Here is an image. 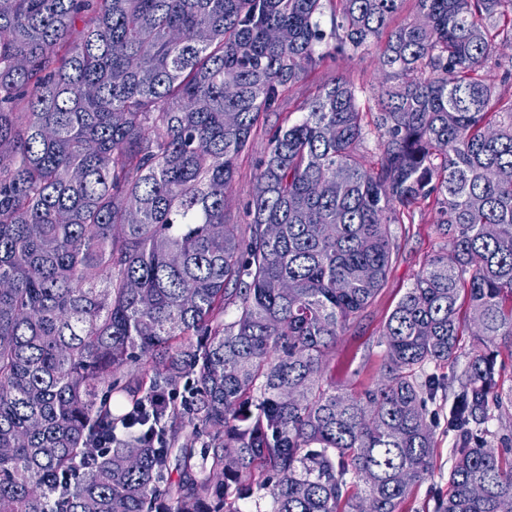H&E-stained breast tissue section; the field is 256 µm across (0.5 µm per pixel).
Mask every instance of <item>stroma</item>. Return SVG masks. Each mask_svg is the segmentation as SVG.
I'll use <instances>...</instances> for the list:
<instances>
[{
    "label": "stroma",
    "instance_id": "obj_1",
    "mask_svg": "<svg viewBox=\"0 0 512 512\" xmlns=\"http://www.w3.org/2000/svg\"><path fill=\"white\" fill-rule=\"evenodd\" d=\"M342 71L354 74L367 82L380 79L373 65V54L362 51L347 57H337L312 71L288 95L284 111L289 121L299 118L294 107L297 101L313 92L315 87L331 75ZM258 151L243 152L237 162V173L226 208V221L230 224H247L245 206L250 198ZM430 211L416 216L414 223L398 224L394 232L401 244L397 259L391 265L386 280L374 302L366 310L362 321L347 330L336 345L327 377L336 387L352 392L362 390L376 378L381 365L382 349L378 345L380 331L403 296L420 273L425 260L439 248V241L431 225ZM453 438L445 427H438L434 454V473L418 486L404 508V512H431L433 498L448 491V469L451 465Z\"/></svg>",
    "mask_w": 512,
    "mask_h": 512
}]
</instances>
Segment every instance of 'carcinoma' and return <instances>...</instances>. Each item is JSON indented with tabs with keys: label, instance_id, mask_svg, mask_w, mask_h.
Returning a JSON list of instances; mask_svg holds the SVG:
<instances>
[{
	"label": "carcinoma",
	"instance_id": "obj_1",
	"mask_svg": "<svg viewBox=\"0 0 512 512\" xmlns=\"http://www.w3.org/2000/svg\"><path fill=\"white\" fill-rule=\"evenodd\" d=\"M333 2L0 0V512H402L440 420L433 512H512V0ZM422 204L377 381L326 384ZM373 55L374 49L371 48L369 51L358 52L349 57L336 56L335 63L327 60L324 67L309 73L308 76L289 93V101L287 100L284 106L285 112H283V117L287 116L290 123L298 120L301 117V113L293 112L296 102L313 92L315 87L321 84L334 70L350 72L356 77L363 78L364 81L377 83V81L380 80V76L374 70ZM260 147L261 138L258 140L257 147L252 151L243 152L237 162V173L226 208V221L228 224H239L240 229H244L248 222L245 206L252 192ZM453 438L443 426V421L436 432V449L434 454V473L431 478L415 489L413 497L403 512H432L433 497L448 492V469L451 465V448Z\"/></svg>",
	"mask_w": 512,
	"mask_h": 512
}]
</instances>
